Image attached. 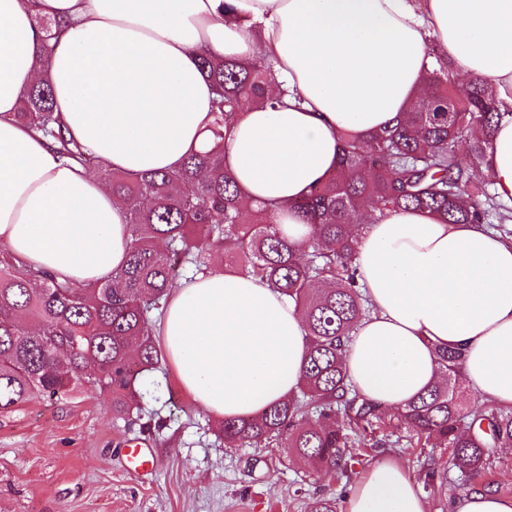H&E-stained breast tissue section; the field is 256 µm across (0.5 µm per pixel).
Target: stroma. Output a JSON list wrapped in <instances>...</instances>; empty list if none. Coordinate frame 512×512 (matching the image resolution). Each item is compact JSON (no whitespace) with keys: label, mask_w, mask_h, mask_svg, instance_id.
<instances>
[{"label":"stroma","mask_w":512,"mask_h":512,"mask_svg":"<svg viewBox=\"0 0 512 512\" xmlns=\"http://www.w3.org/2000/svg\"><path fill=\"white\" fill-rule=\"evenodd\" d=\"M135 425L91 387L64 401L32 398L0 415V512H308L313 493L344 499V481L288 448L227 451L215 416L178 385L169 361L142 379ZM154 451L130 473L124 445Z\"/></svg>","instance_id":"stroma-1"}]
</instances>
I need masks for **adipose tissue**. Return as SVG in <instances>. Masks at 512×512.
Returning <instances> with one entry per match:
<instances>
[{
	"label": "adipose tissue",
	"mask_w": 512,
	"mask_h": 512,
	"mask_svg": "<svg viewBox=\"0 0 512 512\" xmlns=\"http://www.w3.org/2000/svg\"><path fill=\"white\" fill-rule=\"evenodd\" d=\"M58 21L44 46L38 18ZM498 92L503 114L478 166L512 205V0H0V245L20 270L86 288L133 243L93 168L70 164L19 121L21 93L50 80L56 114L99 164L169 171L210 149L212 87L201 55L272 61L296 100L243 112L225 166L251 203L276 205L296 246L293 205L334 173L341 134L393 125L433 63ZM355 264L373 308L345 347L352 388L405 407L440 380L436 347L463 352L480 397L512 408V241L485 224L395 212L365 224ZM181 389L204 411L251 418L300 389L308 336L297 303L258 278L214 271L178 282L160 324ZM342 512H430L398 460L370 466ZM449 512H512L478 488Z\"/></svg>",
	"instance_id": "adipose-tissue-1"
}]
</instances>
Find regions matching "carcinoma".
I'll list each match as a JSON object with an SVG mask.
<instances>
[{
	"instance_id": "cac0c4a2",
	"label": "carcinoma",
	"mask_w": 512,
	"mask_h": 512,
	"mask_svg": "<svg viewBox=\"0 0 512 512\" xmlns=\"http://www.w3.org/2000/svg\"><path fill=\"white\" fill-rule=\"evenodd\" d=\"M202 73L213 87V123L224 137L251 107L284 103L268 60L241 63L202 56ZM17 117L49 138L64 159L91 164L88 150L67 136L54 113L51 86L41 81L21 95ZM502 113L496 90L485 80L456 81L451 66L432 69L410 109L393 126L366 139L341 136L336 171L295 205L310 227L303 248L292 244L270 204L248 207L224 169V146L193 153L176 170L126 175L97 165L124 209L133 245L112 278L89 288L58 281L44 270L13 272L0 260V413L35 395L69 399L82 386L112 391V413L133 421L138 385L162 354L152 313L162 311L180 264L208 267L224 251L238 270L294 299L306 323L309 347L297 395L270 404L252 419L223 418L224 443L238 447L292 449L316 460L326 473L344 476L358 448H392L384 410L353 391L344 347L371 309L360 290L351 238L362 229L358 209L379 214L428 211L450 224L487 223L512 233V208L497 200L490 182L473 180L471 167ZM471 164L459 158L461 143ZM443 382L394 412L412 429L415 446L448 448L451 465L472 481L495 462V449L512 443V409L489 401L461 402L463 353L436 348ZM422 489L441 496L448 473L417 456ZM310 512H336V500L315 493Z\"/></svg>"
}]
</instances>
